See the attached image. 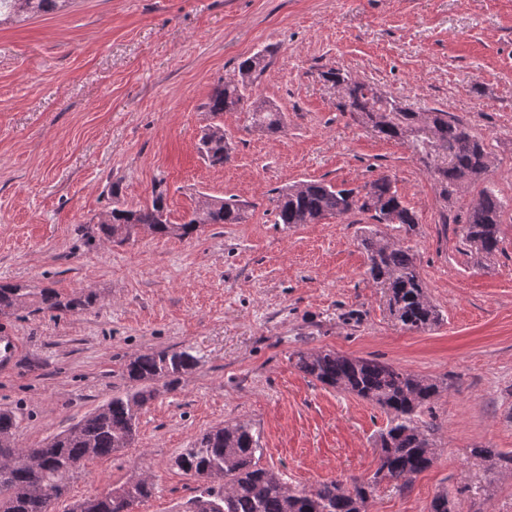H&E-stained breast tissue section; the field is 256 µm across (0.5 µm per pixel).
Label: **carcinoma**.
I'll use <instances>...</instances> for the list:
<instances>
[{
  "mask_svg": "<svg viewBox=\"0 0 512 512\" xmlns=\"http://www.w3.org/2000/svg\"><path fill=\"white\" fill-rule=\"evenodd\" d=\"M26 12L49 13L67 0H25ZM267 67L260 51L238 65L240 79L218 85L207 104L214 116L244 106L252 112L253 127L263 133L278 134L285 128L284 114L271 102L253 95L255 80ZM325 80L344 85L345 102L338 110L348 112L387 139H408L424 168L434 176L440 196L448 201L464 188L480 182L490 171L492 156L484 139L461 120L432 108L429 132L414 133L419 112L372 85L353 79L339 69L323 73ZM222 123L209 126L201 138V153L212 165H222L229 157L226 134L218 133ZM274 223L288 228L295 224H318L353 211L370 214L379 224H398L407 230L418 224L391 179L384 175L370 182L365 191L344 188L323 181H309L297 190L277 191L272 198ZM504 205L497 195L483 189L471 203L461 224V238L476 255L489 256L502 242L501 217ZM246 217V204L236 198L219 200L210 210V224H239ZM149 233L188 238L199 228L195 215L180 224L168 219L163 192L153 195L151 204L127 208L120 204L107 212L105 221L85 232L89 246L98 240L124 242L135 234V226ZM359 245L367 258V275L372 286L382 290L390 313L401 328L425 330L439 320L421 278L411 247L371 228H363ZM92 293H75L61 298L55 291H39L24 283L0 284V315L7 316L27 304L46 311H78L94 304ZM199 358L189 347L150 350L131 357L122 368L126 389L54 436L42 452L45 466L42 480L65 487L74 466L94 457L109 456L132 445L143 409L161 393L173 389L199 366ZM296 368L305 376L328 387L341 389L365 399L385 411L388 425L379 434L381 456L368 479H336L311 489L288 487L273 470L261 465L259 435L247 422L213 427L178 454L172 463L177 470L204 481L221 475L218 485L204 486L191 501L192 512H363L373 490L387 482L401 490L430 468L434 460L435 436L439 430L433 408L442 385L392 364L353 357L334 350L299 353ZM17 417L0 409V512H53L42 495L31 490L37 477L20 459L16 446ZM84 512H129L124 500L94 497L83 502ZM458 499L439 492L430 512H457Z\"/></svg>",
  "mask_w": 512,
  "mask_h": 512,
  "instance_id": "1",
  "label": "carcinoma"
}]
</instances>
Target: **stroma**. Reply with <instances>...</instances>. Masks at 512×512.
Wrapping results in <instances>:
<instances>
[{"label": "stroma", "mask_w": 512, "mask_h": 512, "mask_svg": "<svg viewBox=\"0 0 512 512\" xmlns=\"http://www.w3.org/2000/svg\"><path fill=\"white\" fill-rule=\"evenodd\" d=\"M262 49L255 90L286 127L266 135L246 110L225 113L231 157L210 165L199 152L208 99ZM332 67L485 140L484 187L504 202L498 252L462 243L480 188L444 201L407 144L337 109L322 76ZM381 174L418 218L384 232L412 247L441 315L423 331L401 329L366 279L357 238L368 215L286 229L272 214L278 188H353ZM157 189L174 223L207 197L243 200L247 217L183 239L84 244L102 213L149 204ZM16 281L96 296L83 311L0 317L18 339L0 364V409L16 414L20 447L124 390L136 353L189 347L200 358L141 413L132 447L81 463L55 512L145 475L157 489L134 512H187L203 482L174 457L235 421L254 427L262 465L290 487L370 476L388 416L295 368L294 353L322 349L445 385L434 464L408 489L379 486L366 512H429L467 482L488 491L461 497L459 512H512V469L498 460L512 454V0H68L1 24L0 282Z\"/></svg>", "instance_id": "1"}]
</instances>
